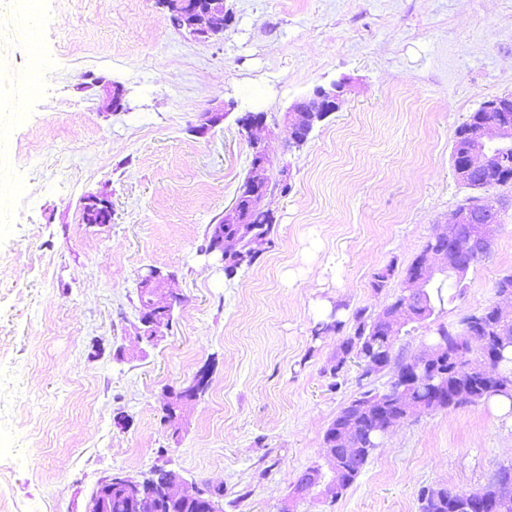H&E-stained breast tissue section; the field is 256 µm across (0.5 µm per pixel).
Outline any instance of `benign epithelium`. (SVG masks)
I'll return each mask as SVG.
<instances>
[{"label":"benign epithelium","instance_id":"obj_1","mask_svg":"<svg viewBox=\"0 0 512 512\" xmlns=\"http://www.w3.org/2000/svg\"><path fill=\"white\" fill-rule=\"evenodd\" d=\"M159 4L167 13L180 12L184 17L186 32L206 39L218 37L224 33V0H159ZM344 83H334L331 89L317 88L313 95L296 100L285 113V123L292 143H303L312 132L314 121L324 120L330 113L339 109ZM485 112H492L494 116L481 123L476 132V144L462 153V160H453L454 172L461 181H469L478 172L490 168L501 169L512 166V107L506 101L493 97L482 103ZM227 113L223 108H212L201 113L199 129L208 130L221 124ZM267 115L263 112H250L237 120L239 133L247 139L255 164L251 176L239 189L238 200L247 203L253 209L262 210L265 202L273 194L269 184L270 172L278 170L280 176L287 175V166L276 161L269 154L265 143L258 132L266 129ZM85 203L92 206L96 214V223L108 224L112 219V204L105 198L89 196ZM491 213L500 216V203L495 200L467 204L454 210L451 223L446 231L438 237L446 243L457 242L466 238L479 253L490 251L494 237L491 227L494 223L483 219V215ZM468 272V267L453 269L448 265V250L441 247L430 248L423 251L415 274L400 290L402 301L393 308H383L375 316V321L383 325L386 335L393 341H398L410 309L426 310L432 308L431 288L434 281L441 277L459 278ZM172 275L163 274L157 267L138 276V288L150 294L151 303L140 322L146 327L144 335L149 337V343L155 345L164 339L165 324L169 320L174 308L181 303L179 293L168 287ZM496 300L493 307L495 316L501 325L512 324V314H507L503 306H512V292L509 290L496 291ZM456 346V352L467 353V350L457 345V334L442 326V333L438 342L427 345L416 357L403 364H394L384 358H377L366 366V376L369 378L387 375L389 379L377 394L368 403L359 406V410L371 417L370 432L387 434L389 430L402 421L400 416H391L388 409L398 407L405 411V416H419L450 400L446 396L447 383L445 378L437 377L432 387L430 406L415 407L410 404L407 393L413 384L417 369L434 363L438 353L449 350V345ZM203 374L196 375L186 386L178 389L169 388V401L165 409L174 406L184 407L197 400L200 391L197 381ZM450 401L463 402L457 396ZM365 452L357 442V431L350 426H342L336 432V448L325 450V459L329 462L330 475H325L320 467L306 473L301 495L312 493L320 497L334 498L339 495L343 486L348 483L345 478L346 468L342 465L339 456L345 460L358 458ZM172 483L166 493L175 501H193L203 503L204 512H221L222 492L207 490L199 487L194 481L185 478L182 474L171 471ZM148 474H131L123 471L108 474L99 479L98 484L110 487L114 483L125 486L130 496V504L135 512H143L144 505L139 497V491Z\"/></svg>","mask_w":512,"mask_h":512}]
</instances>
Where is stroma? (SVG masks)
<instances>
[{
  "instance_id": "1",
  "label": "stroma",
  "mask_w": 512,
  "mask_h": 512,
  "mask_svg": "<svg viewBox=\"0 0 512 512\" xmlns=\"http://www.w3.org/2000/svg\"><path fill=\"white\" fill-rule=\"evenodd\" d=\"M21 9L32 51L12 25ZM224 9L223 37L204 41L171 27L157 0H0V512H87L100 477L157 465L222 486L224 512H421V488L476 489L512 465V424L479 402L392 428L337 501L293 495L358 391L352 362L329 389L339 337L314 329L390 304L474 196L453 146L485 100L512 93V0ZM342 80L340 109L292 147L284 112ZM107 82L123 86L125 111L109 107ZM220 106L230 118L196 134L199 114ZM245 112L266 113L292 189L266 203L274 248L229 278L197 248L249 168L235 123ZM91 194L109 199L111 223L83 222ZM502 196L489 257L399 338L404 356L494 301L512 271V187ZM151 266L173 273L182 303L146 348L137 279ZM202 369L208 385L172 440L166 389Z\"/></svg>"
}]
</instances>
